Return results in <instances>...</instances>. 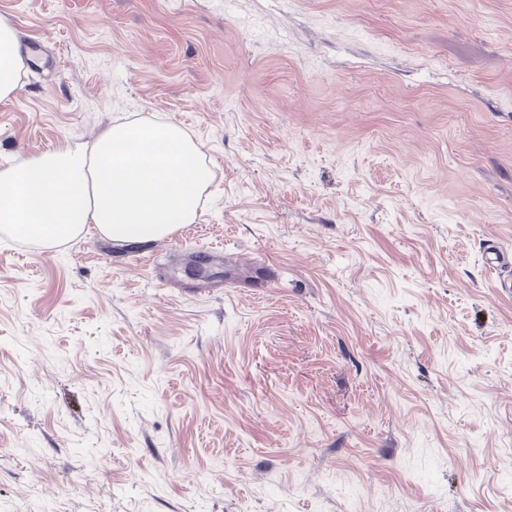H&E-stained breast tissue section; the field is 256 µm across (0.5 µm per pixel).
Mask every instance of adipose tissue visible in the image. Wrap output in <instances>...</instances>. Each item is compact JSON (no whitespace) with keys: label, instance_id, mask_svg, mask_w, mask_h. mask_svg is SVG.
<instances>
[{"label":"adipose tissue","instance_id":"adipose-tissue-1","mask_svg":"<svg viewBox=\"0 0 512 512\" xmlns=\"http://www.w3.org/2000/svg\"><path fill=\"white\" fill-rule=\"evenodd\" d=\"M26 65L14 29L0 21V101ZM200 155L177 125H113L93 144L68 142L0 170V224L47 247L88 224L117 240L162 238L197 219L211 180Z\"/></svg>","mask_w":512,"mask_h":512}]
</instances>
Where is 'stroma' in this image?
Segmentation results:
<instances>
[{"instance_id":"obj_1","label":"stroma","mask_w":512,"mask_h":512,"mask_svg":"<svg viewBox=\"0 0 512 512\" xmlns=\"http://www.w3.org/2000/svg\"><path fill=\"white\" fill-rule=\"evenodd\" d=\"M0 20L57 71L0 101V168L123 121L212 172L178 245L0 230V512H512V0Z\"/></svg>"}]
</instances>
